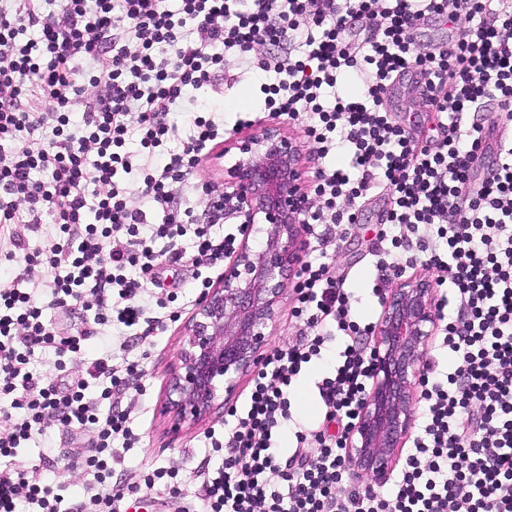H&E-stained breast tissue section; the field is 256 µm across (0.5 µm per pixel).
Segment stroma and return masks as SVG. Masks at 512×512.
<instances>
[{"mask_svg": "<svg viewBox=\"0 0 512 512\" xmlns=\"http://www.w3.org/2000/svg\"><path fill=\"white\" fill-rule=\"evenodd\" d=\"M224 78L200 90L199 100L217 110L215 119L229 130L230 138L247 134L248 123L268 120L264 110V96L260 86L268 79L259 67L244 68L237 59L224 60ZM415 73H408L402 80L398 95H383L382 111L388 112L393 122L403 126L415 136H423L433 121L423 110V103L415 93ZM190 180L195 191L190 196L195 214H202L210 192H223L224 176L212 156H203L193 169ZM390 209L388 193L375 191L362 199L355 210L353 223L324 224L318 226L316 235L307 237L303 260L324 258L335 276L346 278L349 288L358 296L356 315L363 321H377L381 307L369 303L367 296L378 276L377 255L392 253L398 261H405L403 250L393 248L386 222ZM56 228L46 223L38 231L25 232L26 251H18L8 240L0 239V289L23 287V269L26 253L44 248ZM193 250H186L177 269L159 265L151 287L155 301L172 313L163 329L150 336L134 338L129 350L106 346L102 328L95 324L94 314L82 310L76 301L66 306L47 309L46 319L52 331L59 336H77L81 339L80 353H65L63 371H55L54 355L35 352L31 365L38 372L60 374L65 383L87 381L88 396L100 394L97 383L88 382L87 372L100 358H111L114 364L135 360L139 363L137 383L140 392L134 400L133 429L137 441L132 448L121 450V461L112 467L116 482H134L139 476L157 468L174 471L175 479L154 488H140L138 495L147 504L146 512H180L184 504H192L195 512H208V504L201 496V479L197 472L213 451L207 446L206 433L222 430L228 410L216 412L209 420L194 425L175 428L159 412V402L168 370L176 359L184 324L200 300L202 286L197 279ZM324 372L321 365L313 363L305 368L288 393L290 410L296 418L311 423L321 419L324 407L316 387ZM92 434L89 429L76 426L50 425L48 438L39 437L21 442L16 450L18 464H38L43 452H50L57 461L55 492L64 502H71L82 494L87 477L82 469L80 452L91 449Z\"/></svg>", "mask_w": 512, "mask_h": 512, "instance_id": "1", "label": "stroma"}]
</instances>
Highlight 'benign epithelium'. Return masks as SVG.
Returning a JSON list of instances; mask_svg holds the SVG:
<instances>
[{"instance_id":"1","label":"benign epithelium","mask_w":512,"mask_h":512,"mask_svg":"<svg viewBox=\"0 0 512 512\" xmlns=\"http://www.w3.org/2000/svg\"><path fill=\"white\" fill-rule=\"evenodd\" d=\"M224 202L243 210L242 239L217 283L184 327L160 410L177 423L211 417L233 396L239 379L265 358L279 305L302 258L314 205L305 152L279 122L224 144ZM436 290L425 273L395 281L374 331V371L349 438L352 473L384 482L413 433L417 388L428 344L438 330Z\"/></svg>"}]
</instances>
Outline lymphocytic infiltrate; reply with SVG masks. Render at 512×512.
<instances>
[{
	"mask_svg": "<svg viewBox=\"0 0 512 512\" xmlns=\"http://www.w3.org/2000/svg\"><path fill=\"white\" fill-rule=\"evenodd\" d=\"M438 17L460 29L438 49L417 50L411 36ZM278 56L263 66L275 75L262 86L264 106L288 117L306 113L305 133L318 157L342 150L347 164L315 174L321 205L311 219L339 224L364 194L391 192L388 221L400 246L430 253L442 293L441 345L448 371L429 366L420 383L422 424L390 494L367 488L339 492L349 477L347 443L373 378L372 353L345 345L333 371L317 384L322 422L296 431L301 446L282 459L275 433L292 427L287 393L303 366L322 359L331 332L368 336L373 323L351 315L352 294L328 264L305 262L295 275L294 316L314 335L277 348L266 359L243 414L225 422L219 464L203 470L209 512H512V142L478 193L468 190L482 142L477 114L496 102L512 120V0H0V223L24 250L18 225L34 229L53 217L60 232L43 254L26 255L27 288L0 289V512L20 500L41 512H121L131 488L110 483L114 443L130 447L131 412L101 410L114 388L136 381L138 364L102 358L86 383L67 387L34 375V349L79 352L80 340L57 341L37 295L95 310L98 325L117 329L111 341L154 329L146 275L158 262L179 264L192 244L197 266L212 268L234 252L236 238L214 242L224 221V196L213 193L204 217L180 208L198 159L220 136L209 116L195 115L181 151L157 162L174 135L169 112L185 108L188 90L212 82L232 55L250 63L255 46ZM108 69H97L101 55ZM422 75L419 94L442 134L436 146L394 124L379 103L410 66ZM364 89L325 97L350 70ZM140 138L133 154L126 144ZM50 171L49 181L36 172ZM138 184L131 192L129 184ZM427 251V250H426ZM93 428L97 448L86 457L93 477L84 495L61 507L49 480L10 464L15 448L51 423Z\"/></svg>",
	"mask_w": 512,
	"mask_h": 512,
	"instance_id": "obj_1",
	"label": "lymphocytic infiltrate"
}]
</instances>
